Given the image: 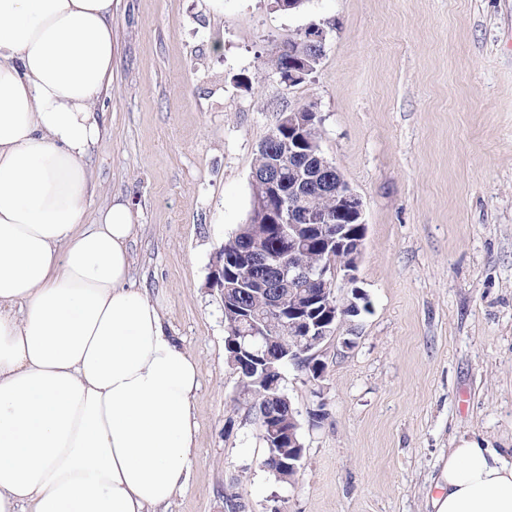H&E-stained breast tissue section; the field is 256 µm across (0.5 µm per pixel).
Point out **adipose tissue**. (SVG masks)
I'll return each instance as SVG.
<instances>
[{
	"instance_id": "obj_1",
	"label": "adipose tissue",
	"mask_w": 512,
	"mask_h": 512,
	"mask_svg": "<svg viewBox=\"0 0 512 512\" xmlns=\"http://www.w3.org/2000/svg\"><path fill=\"white\" fill-rule=\"evenodd\" d=\"M114 0H0V512H156L196 460L198 362L131 280L97 183ZM436 512H512V455L449 449Z\"/></svg>"
}]
</instances>
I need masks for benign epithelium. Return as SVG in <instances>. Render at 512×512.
<instances>
[{
  "mask_svg": "<svg viewBox=\"0 0 512 512\" xmlns=\"http://www.w3.org/2000/svg\"><path fill=\"white\" fill-rule=\"evenodd\" d=\"M328 30L323 24L310 23L302 32L306 46L324 47ZM323 54L313 56L306 52L292 62L288 73L280 78L286 87L291 88L308 80L313 71V63L321 61ZM322 125L321 113L310 108L294 107L279 116L277 125H288V143L282 149L280 160L270 163L265 179L271 188L273 207V225L280 235L288 240V250L304 246L307 237L318 236L326 247L335 251L337 257L318 265L288 263L277 268L276 280L268 283L263 275L269 267L268 258L272 253L264 250H245L237 248L226 250L219 248L212 256L207 285L220 292L224 299V311L237 309L242 304L240 289L224 283L225 263L237 268H245L252 274L255 285L266 289L267 309L281 319L288 320L294 329V339L288 345L276 344L270 340L267 330L250 322L251 328L241 333L244 344L240 345L243 354L262 364L265 374L254 380L259 385L257 392L276 382H267L265 375L275 372L273 364L284 359L288 362L302 361L305 365L326 366L323 360V345L334 339L344 349L354 347L355 341L341 338L338 332L350 318L360 314L367 307L368 297L357 286V271L362 260L365 237L355 239L345 237L340 225L334 218L344 216L364 223V202L346 180L339 169L327 157H317L309 163L301 158V148L307 140L306 130L310 123ZM294 162V178L287 182L281 174V160ZM327 194L334 195L335 211L327 213L316 208H306L303 200L318 198ZM300 282L316 285L311 292L293 289ZM350 288V295H335L337 283ZM288 421L292 428L288 437L277 435L276 443L288 442V447L264 459L263 465L277 473L280 479L295 484L296 476L302 464L305 445L299 442L296 431L301 428L299 411L288 409Z\"/></svg>",
  "mask_w": 512,
  "mask_h": 512,
  "instance_id": "1",
  "label": "benign epithelium"
}]
</instances>
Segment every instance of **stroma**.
Here are the masks:
<instances>
[{
    "label": "stroma",
    "instance_id": "1",
    "mask_svg": "<svg viewBox=\"0 0 512 512\" xmlns=\"http://www.w3.org/2000/svg\"><path fill=\"white\" fill-rule=\"evenodd\" d=\"M329 32L305 83L264 66L311 22ZM95 218L132 207V278L198 361L197 458L159 512H434L460 439L512 449V0H120ZM317 105L324 155L362 197L367 312L327 345L314 385L288 369L303 425L295 484L265 448L225 347L213 253L248 216L259 144Z\"/></svg>",
    "mask_w": 512,
    "mask_h": 512
}]
</instances>
